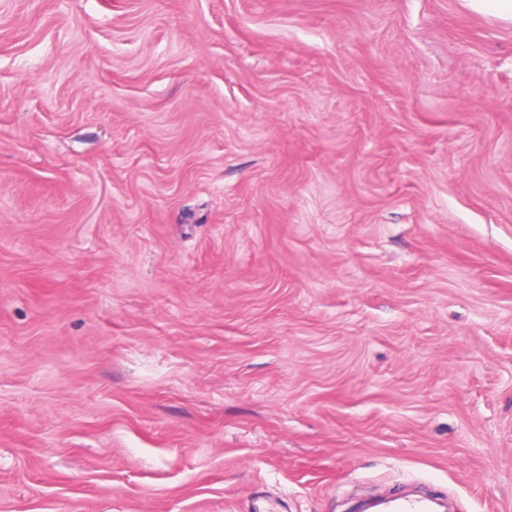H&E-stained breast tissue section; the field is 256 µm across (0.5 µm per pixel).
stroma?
<instances>
[{"label":"stroma","mask_w":512,"mask_h":512,"mask_svg":"<svg viewBox=\"0 0 512 512\" xmlns=\"http://www.w3.org/2000/svg\"><path fill=\"white\" fill-rule=\"evenodd\" d=\"M512 512V23L461 0H0V512ZM434 499L395 495L385 499L368 501L361 512H437Z\"/></svg>","instance_id":"1"}]
</instances>
